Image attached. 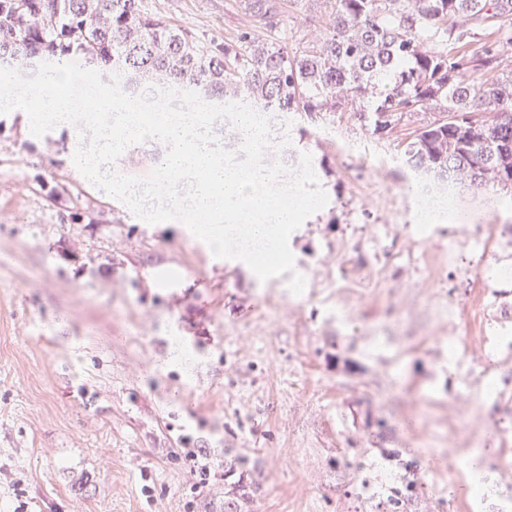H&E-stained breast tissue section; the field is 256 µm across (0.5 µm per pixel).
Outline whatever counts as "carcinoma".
<instances>
[{
	"label": "carcinoma",
	"mask_w": 512,
	"mask_h": 512,
	"mask_svg": "<svg viewBox=\"0 0 512 512\" xmlns=\"http://www.w3.org/2000/svg\"><path fill=\"white\" fill-rule=\"evenodd\" d=\"M297 0H247L249 26L201 44L145 0H0V57L97 64L134 82L258 112H356L388 135L423 115L413 170L512 193V0H325L324 33L288 50L273 31Z\"/></svg>",
	"instance_id": "obj_1"
}]
</instances>
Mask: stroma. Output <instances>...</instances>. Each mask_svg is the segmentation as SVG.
I'll return each mask as SVG.
<instances>
[{
	"instance_id": "stroma-1",
	"label": "stroma",
	"mask_w": 512,
	"mask_h": 512,
	"mask_svg": "<svg viewBox=\"0 0 512 512\" xmlns=\"http://www.w3.org/2000/svg\"><path fill=\"white\" fill-rule=\"evenodd\" d=\"M153 13L203 40L244 30L242 0H149ZM322 0H303L277 39L318 34ZM356 112L273 125L310 154L328 204L289 240L310 267L303 300L287 276L260 281L214 257L182 224H149L73 177L76 127L36 137L26 113L0 115V504L7 512H387L368 484L397 475V512H443L465 481L432 464L446 448L494 459L498 432L448 439L466 409L448 374V304L466 282L429 276L448 254L452 224L512 225V193L465 185L427 234L404 188L400 142ZM164 145L143 143L113 163L146 177ZM390 238L391 268L336 285L339 245ZM403 309L383 320L379 299ZM191 351L170 365L172 337ZM209 473H202L201 462Z\"/></svg>"
}]
</instances>
